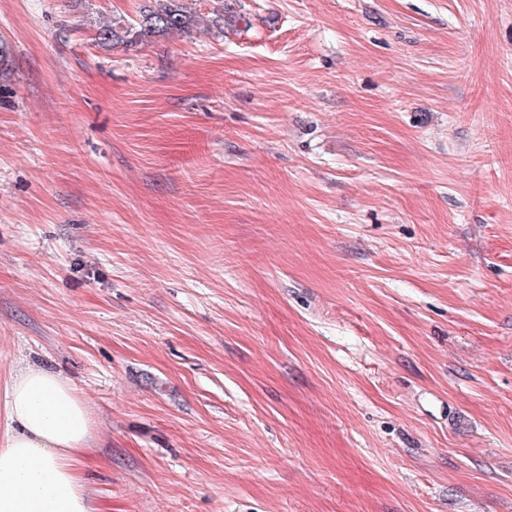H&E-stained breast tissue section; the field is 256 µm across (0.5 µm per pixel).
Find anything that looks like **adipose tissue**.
I'll use <instances>...</instances> for the list:
<instances>
[{
  "label": "adipose tissue",
  "mask_w": 512,
  "mask_h": 512,
  "mask_svg": "<svg viewBox=\"0 0 512 512\" xmlns=\"http://www.w3.org/2000/svg\"><path fill=\"white\" fill-rule=\"evenodd\" d=\"M11 431L0 448V512H91L77 455L92 418L73 384L51 370H20L6 390Z\"/></svg>",
  "instance_id": "obj_1"
}]
</instances>
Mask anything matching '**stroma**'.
I'll list each match as a JSON object with an SVG mask.
<instances>
[{
  "instance_id": "obj_1",
  "label": "stroma",
  "mask_w": 512,
  "mask_h": 512,
  "mask_svg": "<svg viewBox=\"0 0 512 512\" xmlns=\"http://www.w3.org/2000/svg\"><path fill=\"white\" fill-rule=\"evenodd\" d=\"M0 0V393L93 512H512V0ZM185 0H159L144 6L137 18L113 16L96 25L95 40L101 46L135 48L153 37L187 33L201 21ZM5 396L11 431L0 448V512H92L77 459L92 418L73 384L27 366Z\"/></svg>"
}]
</instances>
